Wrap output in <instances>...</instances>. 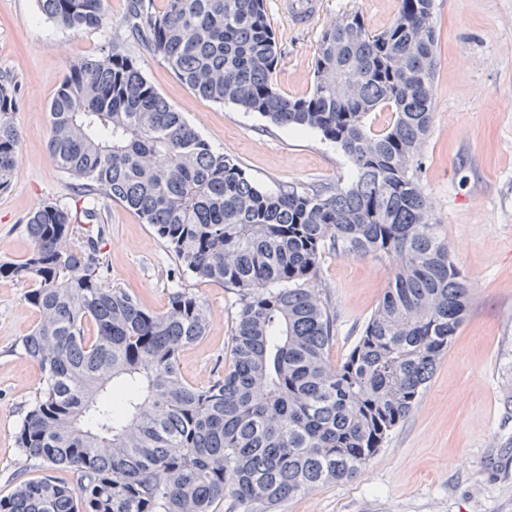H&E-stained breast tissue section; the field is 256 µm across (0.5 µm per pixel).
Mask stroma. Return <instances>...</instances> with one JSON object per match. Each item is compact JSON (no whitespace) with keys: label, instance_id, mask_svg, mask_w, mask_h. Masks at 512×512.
Listing matches in <instances>:
<instances>
[{"label":"stroma","instance_id":"stroma-1","mask_svg":"<svg viewBox=\"0 0 512 512\" xmlns=\"http://www.w3.org/2000/svg\"><path fill=\"white\" fill-rule=\"evenodd\" d=\"M281 51L274 85L308 95L323 31L357 11L373 32L388 27L397 0H324L309 25L292 24L279 0H264ZM128 0H106L103 28L72 32L40 16L36 0H0V70L18 83L20 147L9 191L0 193V261L32 249L27 215L74 194L48 154L50 102L69 62L98 55L116 34ZM440 35L433 116L421 184L436 232L471 286L466 322L440 359L416 406L361 474L281 503L277 512H512V0H435ZM149 83L210 145L235 156L261 188L307 187L349 177L351 165L313 130L273 124L231 103L203 99L158 55L126 38ZM105 283L136 293L161 312L173 281L204 302L205 338L181 351L185 380L207 385L229 357L236 297L214 282L179 274L151 225L122 205L101 208ZM395 268L389 258L323 257L312 286L336 312L331 363L344 361L378 306ZM27 284L0 277V496L26 478L16 434L45 384L20 340L39 321Z\"/></svg>","mask_w":512,"mask_h":512}]
</instances>
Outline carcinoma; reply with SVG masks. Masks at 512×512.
Here are the masks:
<instances>
[{
    "label": "carcinoma",
    "instance_id": "1",
    "mask_svg": "<svg viewBox=\"0 0 512 512\" xmlns=\"http://www.w3.org/2000/svg\"><path fill=\"white\" fill-rule=\"evenodd\" d=\"M73 32L97 30L104 0H37ZM130 35L200 97L308 128L348 158V183L262 190L213 150L148 82L116 36L69 66L49 107L48 151L86 205L58 199L27 218L33 243L0 276L31 283L39 314L21 339L46 374L17 435L43 474L0 512H271L356 477L412 411L466 321L469 287L435 233L420 184L439 36L434 0H398L369 31L345 14L322 34L305 97L271 81L280 50L264 0H129ZM17 83L0 71V192L20 134ZM383 109L393 120L367 123ZM118 201L151 225L184 273L235 292L224 374L193 386L180 352L204 339L203 302L174 283L166 309L104 283L105 225ZM80 249L70 246L76 232ZM393 257L389 288L345 360L331 364L336 312L308 283L325 250ZM63 467L72 481L45 470Z\"/></svg>",
    "mask_w": 512,
    "mask_h": 512
}]
</instances>
